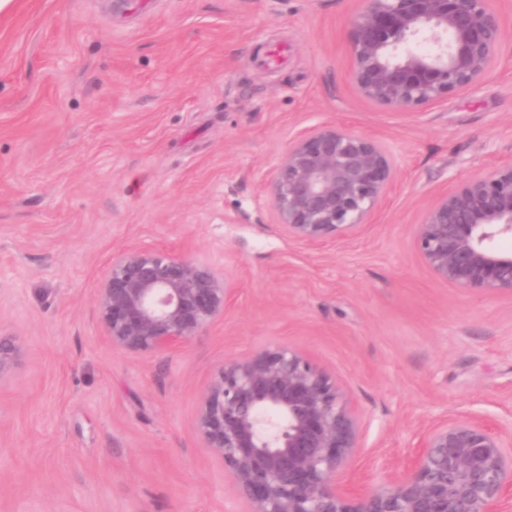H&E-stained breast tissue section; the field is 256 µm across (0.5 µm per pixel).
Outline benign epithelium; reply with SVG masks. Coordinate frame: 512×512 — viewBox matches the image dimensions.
Here are the masks:
<instances>
[{"instance_id": "7a95c632", "label": "benign epithelium", "mask_w": 512, "mask_h": 512, "mask_svg": "<svg viewBox=\"0 0 512 512\" xmlns=\"http://www.w3.org/2000/svg\"><path fill=\"white\" fill-rule=\"evenodd\" d=\"M350 26L349 77L359 96L412 114L480 84L504 31L490 0H361ZM424 50L409 47L413 40ZM397 162L377 138L322 124L298 132L268 184L275 223L320 246L369 223ZM512 162L427 204L413 246L433 274L472 291L512 293ZM226 274L208 260L131 245L97 288L106 340L131 354L185 347L224 315ZM20 347L0 336V381ZM196 427L224 465L243 512H512V428L460 415L429 427L404 465L374 484L337 482L363 447L365 424L341 386L297 348L273 344L224 363Z\"/></svg>"}]
</instances>
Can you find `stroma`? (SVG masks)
<instances>
[{
	"mask_svg": "<svg viewBox=\"0 0 512 512\" xmlns=\"http://www.w3.org/2000/svg\"><path fill=\"white\" fill-rule=\"evenodd\" d=\"M488 76L421 112L348 79L360 0H12L0 12V512H241L202 448L225 361L279 341L367 422L343 474L405 464L463 413L512 425V294L436 278L424 206L512 161V0ZM320 124L381 138L396 186L358 235L318 247L274 223L266 186ZM211 260L232 299L181 351L133 355L96 311L129 245ZM20 354V347L12 338L0 336V381L17 365Z\"/></svg>",
	"mask_w": 512,
	"mask_h": 512,
	"instance_id": "35a3bbf8",
	"label": "stroma"
}]
</instances>
